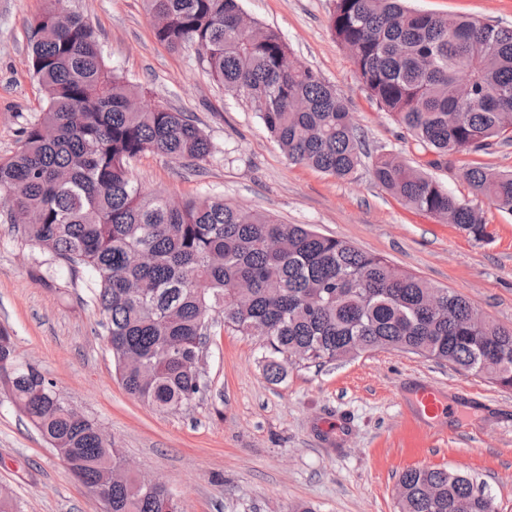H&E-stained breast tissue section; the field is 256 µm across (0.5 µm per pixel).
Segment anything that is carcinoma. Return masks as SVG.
<instances>
[{"label":"carcinoma","instance_id":"1","mask_svg":"<svg viewBox=\"0 0 512 512\" xmlns=\"http://www.w3.org/2000/svg\"><path fill=\"white\" fill-rule=\"evenodd\" d=\"M405 0H334L330 29L350 52L371 100L407 130L438 168L457 153L512 144V28L412 10ZM156 40L192 48L232 95L258 104L266 130L296 165L345 179L362 142L346 101L313 69L285 71L290 52L276 31L241 18L238 0H144ZM33 74L44 112L0 158V193L27 222L26 242L49 261L94 278L93 301L125 390L152 408L177 411L201 390L203 324L260 333L266 374L284 365L327 363L396 350L444 361L512 389V328L467 321L461 295L441 289L352 243L231 205L218 196L175 202L146 191L131 163L154 152L200 166L212 145L183 112L157 105L134 112L143 90L110 68L92 25L50 6L31 24ZM469 101L456 96L462 80ZM375 181L405 204L488 237L480 212L393 153L373 164ZM463 178L476 195L512 214V172L475 165ZM77 470L107 512H180L165 487L118 475L123 461L98 423L74 412L36 365L20 360L0 329V397ZM400 512H494L477 481L418 467L398 482Z\"/></svg>","mask_w":512,"mask_h":512}]
</instances>
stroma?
Masks as SVG:
<instances>
[{
    "mask_svg": "<svg viewBox=\"0 0 512 512\" xmlns=\"http://www.w3.org/2000/svg\"><path fill=\"white\" fill-rule=\"evenodd\" d=\"M47 0H0V157L44 107L33 75L30 24ZM411 8L512 28V0H410ZM95 29L106 63L144 90L145 103L186 112L213 145L201 171L146 153L134 179L172 198L213 195L285 224L382 256L464 296L488 320L512 327V214L473 196L464 168L512 170V147L460 153L431 176L479 209L489 235L416 210L378 185L369 166L337 179L289 162L254 103L226 94L195 52L154 37L142 0H67ZM251 20L277 31L303 64L344 97L369 155L423 163L411 137L373 103L348 51L329 30L333 0H241ZM42 257L9 228L0 205V327L19 357L111 435L123 457L161 476L181 512H399L398 479L415 467L481 480L495 512H512V390L443 362L378 350L322 366L264 370L259 337L215 315L201 362L205 389L187 408L160 412L122 387L85 272L37 276ZM437 389L448 412L417 418L415 383ZM20 512H106L104 503L8 401L0 399V489Z\"/></svg>",
    "mask_w": 512,
    "mask_h": 512,
    "instance_id": "stroma-1",
    "label": "stroma"
}]
</instances>
